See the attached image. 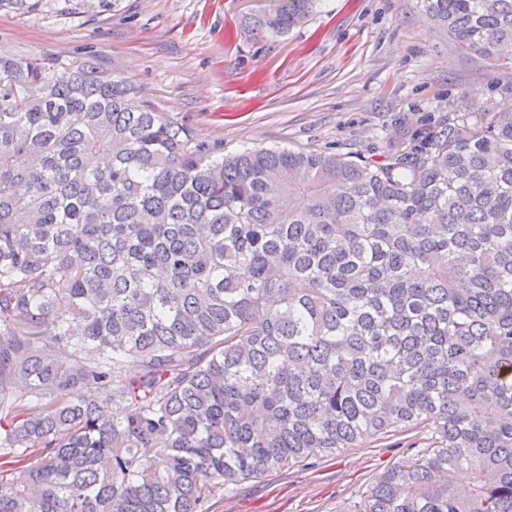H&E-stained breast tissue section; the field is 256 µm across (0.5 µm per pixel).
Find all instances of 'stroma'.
I'll return each mask as SVG.
<instances>
[{"instance_id":"35a3bbf8","label":"stroma","mask_w":512,"mask_h":512,"mask_svg":"<svg viewBox=\"0 0 512 512\" xmlns=\"http://www.w3.org/2000/svg\"><path fill=\"white\" fill-rule=\"evenodd\" d=\"M262 0H0V50L58 71L91 59L158 111L231 154L315 149L384 162L426 113L468 112L512 66L461 51L421 0H318L303 25L255 35ZM427 426L217 491L205 512H342L395 463L429 450Z\"/></svg>"}]
</instances>
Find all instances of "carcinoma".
Listing matches in <instances>:
<instances>
[{"instance_id":"cac0c4a2","label":"carcinoma","mask_w":512,"mask_h":512,"mask_svg":"<svg viewBox=\"0 0 512 512\" xmlns=\"http://www.w3.org/2000/svg\"><path fill=\"white\" fill-rule=\"evenodd\" d=\"M424 5L512 62V0ZM509 370L512 88L383 164L224 156L91 60L0 56V512H202L422 424L344 512H512Z\"/></svg>"}]
</instances>
